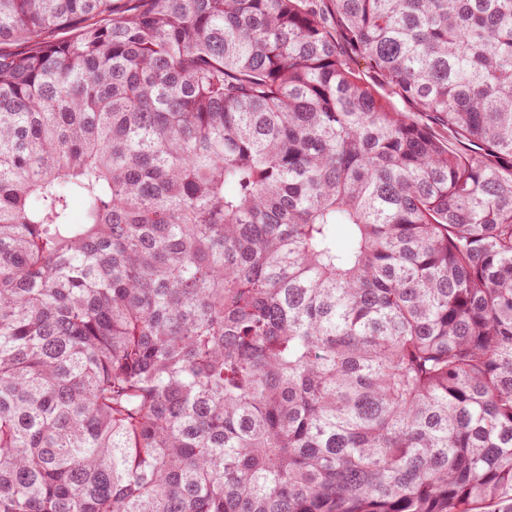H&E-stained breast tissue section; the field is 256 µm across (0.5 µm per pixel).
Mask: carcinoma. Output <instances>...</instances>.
I'll return each mask as SVG.
<instances>
[{"label": "carcinoma", "instance_id": "obj_1", "mask_svg": "<svg viewBox=\"0 0 512 512\" xmlns=\"http://www.w3.org/2000/svg\"><path fill=\"white\" fill-rule=\"evenodd\" d=\"M12 41L0 512H512V0H0Z\"/></svg>", "mask_w": 512, "mask_h": 512}]
</instances>
